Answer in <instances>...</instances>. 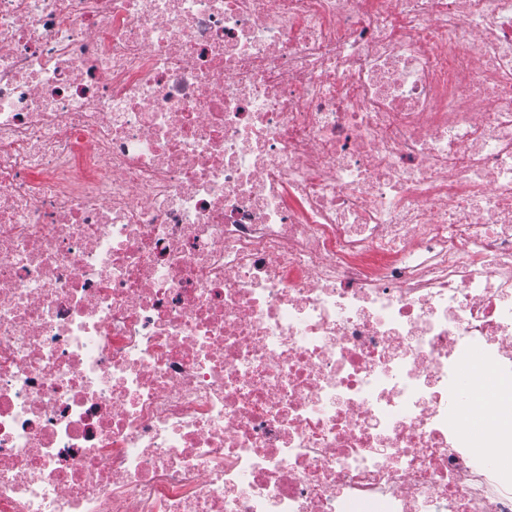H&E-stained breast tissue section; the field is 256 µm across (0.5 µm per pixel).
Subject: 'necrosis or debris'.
Returning a JSON list of instances; mask_svg holds the SVG:
<instances>
[{
    "label": "necrosis or debris",
    "mask_w": 512,
    "mask_h": 512,
    "mask_svg": "<svg viewBox=\"0 0 512 512\" xmlns=\"http://www.w3.org/2000/svg\"><path fill=\"white\" fill-rule=\"evenodd\" d=\"M0 512H512V0H0Z\"/></svg>",
    "instance_id": "necrosis-or-debris-1"
}]
</instances>
